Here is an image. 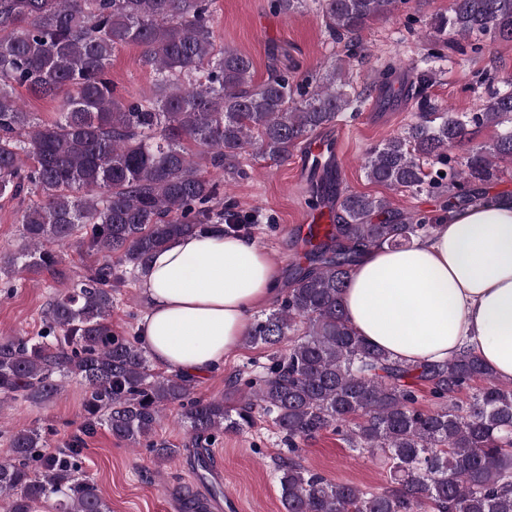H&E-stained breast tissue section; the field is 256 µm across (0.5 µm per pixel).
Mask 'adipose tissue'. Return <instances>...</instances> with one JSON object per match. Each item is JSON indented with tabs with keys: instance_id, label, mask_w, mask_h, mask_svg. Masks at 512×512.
I'll return each instance as SVG.
<instances>
[{
	"instance_id": "1",
	"label": "adipose tissue",
	"mask_w": 512,
	"mask_h": 512,
	"mask_svg": "<svg viewBox=\"0 0 512 512\" xmlns=\"http://www.w3.org/2000/svg\"><path fill=\"white\" fill-rule=\"evenodd\" d=\"M280 286L276 265L250 237L217 228L179 237L141 278L147 309L138 335L168 373L212 375ZM344 304L357 333L398 358L445 361L466 346L511 382L512 197L488 195L427 236L365 251Z\"/></svg>"
}]
</instances>
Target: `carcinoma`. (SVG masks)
Masks as SVG:
<instances>
[{
  "mask_svg": "<svg viewBox=\"0 0 512 512\" xmlns=\"http://www.w3.org/2000/svg\"><path fill=\"white\" fill-rule=\"evenodd\" d=\"M213 0H0V194L40 197L21 219L29 248L0 274L60 273L77 233L89 253L108 260L51 299L44 335L0 340V403L39 404L57 397L56 377L85 385L83 434L104 424L119 441L148 442L156 462L179 449L155 438L162 413L181 406V421L208 468L216 434L240 432L256 413L270 417L288 445L332 429L349 447L380 455L388 486L370 492L333 482L293 458L278 462L285 512H512V385L498 383L471 350L442 363H406L352 328L343 295L361 252L428 235L437 218L392 207L382 198L336 189L335 164L323 166L308 199L339 200L324 236L306 242L277 306L258 316L245 341L288 350L263 375L229 382L230 392L190 398L192 380L147 363L137 341L112 331V297L173 240L210 228L248 229L249 216L218 200L214 175L246 179L243 155L284 163L312 134L356 110L343 66L296 81L276 72L257 83L250 58L215 44ZM398 0H272L276 12L314 8L333 38L356 35L390 15ZM434 45L450 37L512 41V0H451L431 19ZM142 48L153 74L149 97L114 95L108 65L118 49ZM384 96L403 83L380 71ZM471 116L423 97L417 121L373 148L367 178L391 189L448 196L443 208L485 199L483 186L512 163V80ZM24 86L61 98L60 118L36 122L15 95ZM508 123L489 146L468 150L458 169L448 150L471 140V127ZM485 385L462 407L458 394ZM424 387L437 408L416 407ZM0 460V498L8 512H109L98 486L79 473L74 439L49 450L38 430L9 436Z\"/></svg>",
  "mask_w": 512,
  "mask_h": 512,
  "instance_id": "obj_1",
  "label": "carcinoma"
}]
</instances>
